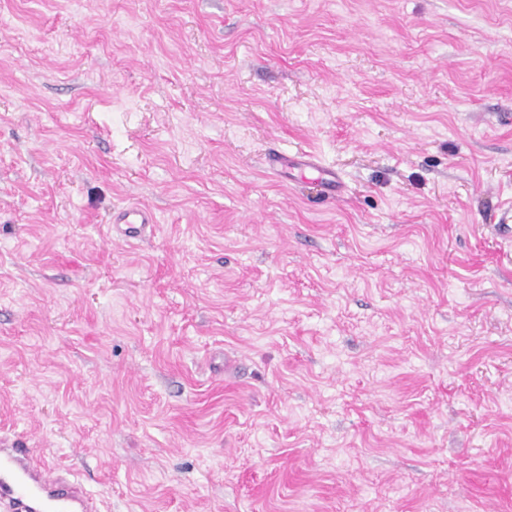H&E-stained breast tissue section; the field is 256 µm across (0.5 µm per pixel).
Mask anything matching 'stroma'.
<instances>
[{"label": "stroma", "instance_id": "1", "mask_svg": "<svg viewBox=\"0 0 512 512\" xmlns=\"http://www.w3.org/2000/svg\"><path fill=\"white\" fill-rule=\"evenodd\" d=\"M0 437L101 512H512V0H0ZM268 168L279 177H288L294 170L297 173L309 171L313 173L315 181L326 190L328 186H336V172L321 166L312 156L302 154L299 158H290L271 154L267 159ZM153 216L150 211L138 206L131 205L120 212L117 221V229L127 239H139L145 229L153 224Z\"/></svg>", "mask_w": 512, "mask_h": 512}]
</instances>
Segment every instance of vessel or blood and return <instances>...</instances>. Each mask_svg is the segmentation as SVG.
I'll return each mask as SVG.
<instances>
[{
  "instance_id": "b4317fda",
  "label": "vessel or blood",
  "mask_w": 512,
  "mask_h": 512,
  "mask_svg": "<svg viewBox=\"0 0 512 512\" xmlns=\"http://www.w3.org/2000/svg\"><path fill=\"white\" fill-rule=\"evenodd\" d=\"M269 169L280 177L292 172H311L321 187L335 185L334 170L321 166L312 156L297 158L270 155ZM153 222L150 211L131 205L117 221L120 233L128 239L141 238ZM0 512H97L93 499L81 489L66 484L55 469L36 457L31 449L0 448Z\"/></svg>"
}]
</instances>
